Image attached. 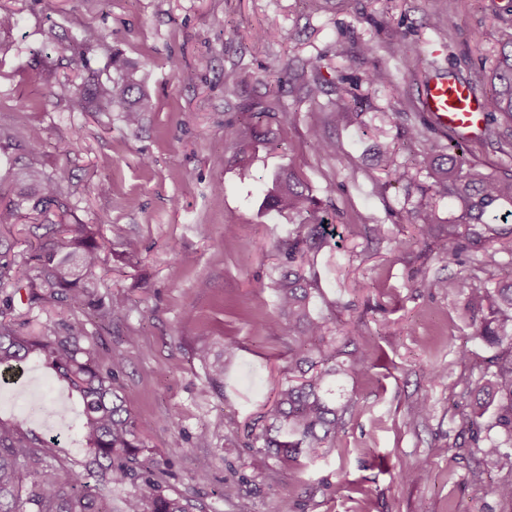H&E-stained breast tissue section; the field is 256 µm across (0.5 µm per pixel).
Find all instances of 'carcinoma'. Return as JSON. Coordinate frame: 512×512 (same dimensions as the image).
Masks as SVG:
<instances>
[{
    "mask_svg": "<svg viewBox=\"0 0 512 512\" xmlns=\"http://www.w3.org/2000/svg\"><path fill=\"white\" fill-rule=\"evenodd\" d=\"M488 23L500 33V53L494 67L486 72L490 92L484 98L485 106L511 124L512 20L493 14ZM108 39L109 34L86 27L75 42L91 50L106 45ZM110 61L116 76L103 82L100 72L90 70L80 85L68 79L58 82L56 95L79 100L85 112H121L126 125L135 128L141 113L153 110V100L136 65L122 60L116 52ZM366 81L384 85L391 81V73L375 64L367 72ZM422 164L430 179V196L414 203L403 222L414 225L417 235L427 236L440 223L432 199H449L456 216L446 224L448 249L444 258L448 264H461L463 253L478 246L482 253L472 258L473 269L502 272L493 288L478 285L473 273L439 279L434 286L450 296L465 298L472 338L500 349L487 360L490 377L469 392L462 424L477 428L494 408L495 426L512 443V260L503 261L501 250L493 245L499 238L495 225L512 224V171H486L470 159L463 142L452 138L446 144L432 141ZM382 165L396 181L406 176L392 153L382 155ZM69 179L70 171L65 167L50 177L30 168L17 169L13 176L14 198L0 203V228L20 223L25 218L26 203L39 217L65 214L69 204L62 185ZM267 205L273 211L299 217L300 222L296 234L277 246L288 269L276 281L279 314L267 321L266 329L276 334L286 320L299 329V335L289 349L290 368L297 375L276 387L272 404L260 417L262 433L257 440L262 442L263 451L280 460H315L345 433L346 416L352 415L355 407L351 399L336 404V399L330 397L332 390L327 388L329 381L340 374H367L373 367L374 354L355 351L345 365L336 363V353L323 350L329 342V324L310 308L316 283L298 259L321 247L328 217L302 177L293 170L276 176ZM477 224L484 227V232L471 231ZM45 228L36 253L23 262H18L9 250L0 251V291L8 287L26 290L31 308L51 301L70 307H92L102 325L123 316L126 302L118 294L106 307L93 306L88 279L99 266L100 246L91 225L49 220ZM87 339L86 324L81 321L67 324L61 332L48 330L37 335L22 332L10 321H0V384L16 381L29 359L40 360L57 380L79 396L83 405L79 431L91 449L83 470H71L62 478L47 480L41 477L44 442L26 436L14 424L0 421V512H112L108 493L112 487L128 483L135 486V492L126 498L123 512H193L190 500L166 492L154 463L141 456L143 442L136 419L116 382L119 361L102 364ZM195 353L205 364L210 382L223 383L224 355L231 354V347L224 346V354L213 357L208 337L201 336ZM90 471L96 472L101 482L100 492L95 495L83 485L85 474ZM24 479L30 481L31 489L23 499L18 487Z\"/></svg>",
    "mask_w": 512,
    "mask_h": 512,
    "instance_id": "cac0c4a2",
    "label": "carcinoma"
}]
</instances>
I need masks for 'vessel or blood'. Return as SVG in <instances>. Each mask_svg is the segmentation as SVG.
I'll return each mask as SVG.
<instances>
[{
  "label": "vessel or blood",
  "mask_w": 512,
  "mask_h": 512,
  "mask_svg": "<svg viewBox=\"0 0 512 512\" xmlns=\"http://www.w3.org/2000/svg\"><path fill=\"white\" fill-rule=\"evenodd\" d=\"M423 111L436 124L463 139L483 132L486 113L475 88L469 84L437 77L427 80L421 95Z\"/></svg>",
  "instance_id": "1"
}]
</instances>
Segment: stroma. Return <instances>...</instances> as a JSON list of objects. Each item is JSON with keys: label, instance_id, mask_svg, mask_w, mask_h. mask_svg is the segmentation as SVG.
<instances>
[{"label": "stroma", "instance_id": "35a3bbf8", "mask_svg": "<svg viewBox=\"0 0 512 512\" xmlns=\"http://www.w3.org/2000/svg\"><path fill=\"white\" fill-rule=\"evenodd\" d=\"M4 7L18 23L0 34V129L39 128L43 147L31 154L20 142L0 143V197L10 196L9 170L67 167L68 223L123 230L101 254L94 297L105 304L116 294L126 299L125 314L107 330L86 309L57 302L28 308L22 291L8 314L33 334L81 320L100 361L121 360L118 382L138 421L143 455L164 470L167 491L205 512H239L244 500L252 512H501L493 487L512 471L477 452L453 419L494 350L472 339L461 302L432 286L460 271L441 259L447 237L395 246L410 236L401 218L428 180L418 167L423 145L410 144L385 115H419L420 87L433 76L488 91L478 62L494 61L497 35L487 18L511 12L512 0H0ZM84 26L109 32L110 47L139 66L155 109L137 129L121 113L83 112L55 96L57 79L77 68L72 38ZM48 30L55 43H46ZM364 43L374 45L373 54H359ZM402 43L421 52L424 63L414 71L397 51ZM310 57L317 71H302ZM375 63L389 69L390 85L366 83ZM176 64L193 72L192 82L177 80ZM285 64L289 82L282 86ZM233 68L242 81L225 85ZM315 80L323 92L313 103L304 86ZM257 99L275 112L295 110V123L272 118L273 138L252 136L242 106ZM315 106L350 120L312 126ZM229 126L249 145L248 166L238 164L237 144L224 137ZM75 135L82 151L64 153L63 142ZM321 136L339 143L338 154L311 150ZM468 147L486 170L512 167V129L500 116H488ZM385 148L407 168V180H388L380 169ZM288 168L330 217L328 243L309 267L319 284L311 307L327 320L354 322L355 347L375 354L367 375L336 382L338 399L356 401L345 434L322 458L292 467L260 461L251 446L255 420L289 376L288 334L270 335L265 323L276 313L272 282L282 259L275 244L299 221L269 210L264 199L273 175ZM101 182L107 192L97 191ZM382 182L386 190L376 191ZM228 221L237 225L231 237ZM368 224L385 225L386 237L367 238ZM128 239L136 250L125 247ZM201 336L217 353L233 344L222 388L209 384L193 353ZM24 382L52 392L67 418L26 419L0 395V419L45 442L48 477L81 469L90 451L78 431V397L40 362L26 365ZM424 395L428 417L407 425L410 407ZM174 428L182 437L177 448L167 445ZM420 467L426 478L404 479Z\"/></svg>", "mask_w": 512, "mask_h": 512}]
</instances>
